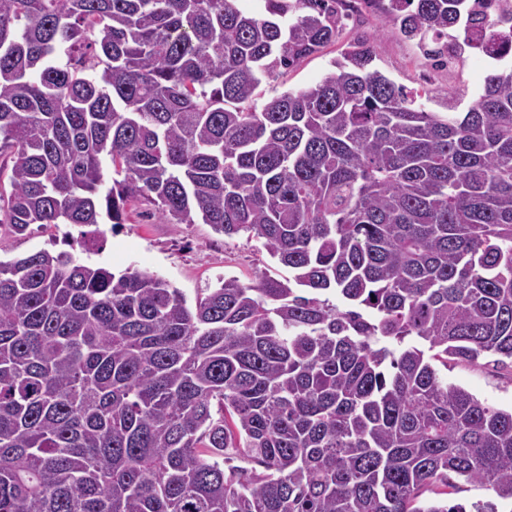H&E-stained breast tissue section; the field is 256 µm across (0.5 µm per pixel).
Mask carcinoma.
Listing matches in <instances>:
<instances>
[{
  "mask_svg": "<svg viewBox=\"0 0 512 512\" xmlns=\"http://www.w3.org/2000/svg\"><path fill=\"white\" fill-rule=\"evenodd\" d=\"M473 0H387L435 60ZM0 0L1 225L246 233L288 268L190 306L146 270L0 261V512H500L512 410L437 363L512 369V50L428 112L359 41L316 85L257 90L336 40V0ZM112 164L106 185L103 158ZM494 494L419 504L448 474Z\"/></svg>",
  "mask_w": 512,
  "mask_h": 512,
  "instance_id": "cac0c4a2",
  "label": "carcinoma"
}]
</instances>
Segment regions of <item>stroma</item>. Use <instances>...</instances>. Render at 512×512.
<instances>
[{
    "label": "stroma",
    "instance_id": "35a3bbf8",
    "mask_svg": "<svg viewBox=\"0 0 512 512\" xmlns=\"http://www.w3.org/2000/svg\"><path fill=\"white\" fill-rule=\"evenodd\" d=\"M342 27L334 42L264 80L262 97L304 89L317 84L330 71L350 43L372 41L376 56L372 67L406 90L420 94L425 109L444 112L448 107L466 111L481 91L487 67L481 59L465 57L451 66H434L415 42L406 40L384 16L382 0H338ZM96 243H84L80 226L60 224L32 228L23 236L0 234V260L9 261L40 250L67 252L79 261L109 268L113 273L134 267L150 271L178 288L188 303L219 278L237 277L247 283L267 273L278 279L287 268L272 258L262 244L246 234L227 237L207 224H169L153 205L132 203L120 229L100 227ZM449 384L465 388L482 401L501 409L512 408V370L478 360L449 362L444 372Z\"/></svg>",
    "mask_w": 512,
    "mask_h": 512
}]
</instances>
